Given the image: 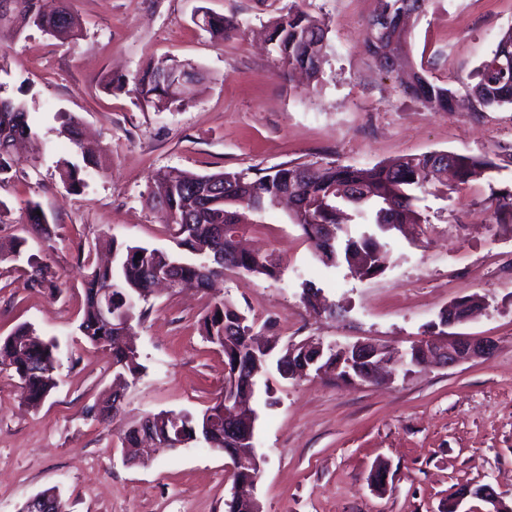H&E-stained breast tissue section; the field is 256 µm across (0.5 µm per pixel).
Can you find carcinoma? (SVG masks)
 Masks as SVG:
<instances>
[{
	"label": "carcinoma",
	"instance_id": "obj_1",
	"mask_svg": "<svg viewBox=\"0 0 512 512\" xmlns=\"http://www.w3.org/2000/svg\"><path fill=\"white\" fill-rule=\"evenodd\" d=\"M60 0V6L46 13L40 0H0V56L28 28L35 27L47 34H66L73 39L81 36L76 15ZM402 0H379L380 8L367 23L365 49L378 60L385 50L399 55L408 53L407 40L400 28ZM388 21L387 35L372 29L375 20ZM239 23L232 17L210 14L207 31L218 41L237 32ZM327 27L325 23L305 11L301 0H291L288 8L270 27L268 41L277 60L287 69L305 71L313 82H318L320 64L325 55ZM512 57V27L503 31L496 48L474 70L471 94L476 111L512 105V70L492 71L488 62L495 57ZM184 69L186 65L172 58L149 61L134 78L135 91L159 111L184 106L178 88L160 80L166 69ZM403 93L423 100L435 112L453 109L455 90L436 84L422 72H413L401 82ZM22 102L0 97V175L12 170L16 150L35 140L36 133L29 123V112L19 111ZM84 167L68 161L59 168L62 184L71 191L85 187L82 169H91L102 175L108 171L107 161L98 155H83ZM512 164V154L484 153L455 155L451 164L441 163L433 153L409 154L390 163L358 168L335 163L282 165L276 171L253 176L243 172L193 174L180 170L157 172L150 186L147 202L156 208L163 206L178 217L168 225L171 237L191 257L183 258L168 251L148 246L107 241L111 259L87 262L85 303L79 331L93 345L112 352L113 383L121 387L135 381L146 367L140 362L135 344L136 327L146 314L141 303L153 292L157 274L174 262L180 263L182 280L206 290L226 269H236L254 276L275 278L280 266L274 260L253 254H240L236 235L245 223V212L259 211L281 197L296 202L292 220L310 241L319 260L326 266H347L364 277L383 273L390 261L386 245L377 233H388L400 224H421L423 215L418 210L422 196L436 190L446 195L457 193L487 177L500 163ZM495 202L494 215L500 222H512V191L500 190L491 194ZM353 207L354 217L362 223H372L376 232H365L357 240L347 239L338 244L341 231L342 206ZM32 232L44 240L54 235L45 213L39 206L28 207L27 223L20 234L0 240V263L18 260L25 252L27 237ZM27 281L33 288L54 296L61 291V275L49 263L30 255L27 258ZM302 298L313 311L327 310L321 289L312 285L303 287ZM112 303L116 312L127 314L123 327L107 323L101 317L102 303ZM124 331L127 341L117 342L114 336ZM203 339L220 348L224 364L230 368L240 365L248 373H238L235 393L246 391L249 372L256 367L266 369L269 359L264 351L277 352L276 368L284 374L293 368L290 351L278 349L274 336L259 338L252 332L245 314L224 299L214 301L200 322ZM0 368L14 373L22 384L24 397L33 407L43 403L58 387L57 345L46 340L28 325L18 326L10 335L0 337ZM205 412L159 411L154 414L153 426L163 443L182 430L193 435ZM206 444L218 448L231 457L237 445L224 434V426L211 429ZM259 471L244 467L235 475V481L250 491Z\"/></svg>",
	"mask_w": 512,
	"mask_h": 512
}]
</instances>
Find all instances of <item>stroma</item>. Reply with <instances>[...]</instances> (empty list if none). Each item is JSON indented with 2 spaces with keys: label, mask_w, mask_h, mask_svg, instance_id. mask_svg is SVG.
<instances>
[{
  "label": "stroma",
  "mask_w": 512,
  "mask_h": 512,
  "mask_svg": "<svg viewBox=\"0 0 512 512\" xmlns=\"http://www.w3.org/2000/svg\"><path fill=\"white\" fill-rule=\"evenodd\" d=\"M289 0H70L82 37L72 43L32 28L0 59V96L23 100L35 151L16 155L0 176V236L17 234L28 204L45 211L51 241L30 238L32 253L62 276V293L31 289L23 269L0 264V337L34 326L58 344V388L26 406L19 383L0 373V512L55 487L69 512H225L232 479L223 451L199 442L157 449L146 464L122 460L119 441L149 412L211 406L224 391V355L204 341L199 321L212 296L169 290L151 297L137 340L145 374L129 385L122 411L93 410L112 384L109 354L78 330L87 270L79 254L100 239L174 249L162 216L147 203L151 178L166 168L197 174L270 169L285 163L371 167L405 154L473 155L512 146V106L472 111L470 74L512 26V0H430L408 35L409 57L429 79L455 89L452 112L404 95L397 73L378 70L364 48L377 0H304L328 26L323 78L304 91L281 73L260 37ZM207 9L236 16L240 33L218 42L196 17ZM195 64L202 76L188 105L155 111L132 80L151 59ZM113 90H105L107 78ZM110 162L82 192L63 187L58 167L80 161L61 133L63 114ZM512 189V166L451 199L426 196V224L388 236L386 271L361 278L324 266L287 207L251 213L243 241L281 264L278 279L225 272L218 290L280 345L315 340L370 342L405 351L441 311L476 294L484 307L451 336L489 337L492 357L451 368L397 374L386 384L282 378L269 368L252 406L263 455L255 495L263 512H485L463 485H489L512 505V224L497 223L491 190ZM322 288L336 313L315 314L305 283ZM384 463L388 479L372 473Z\"/></svg>",
  "instance_id": "obj_1"
}]
</instances>
